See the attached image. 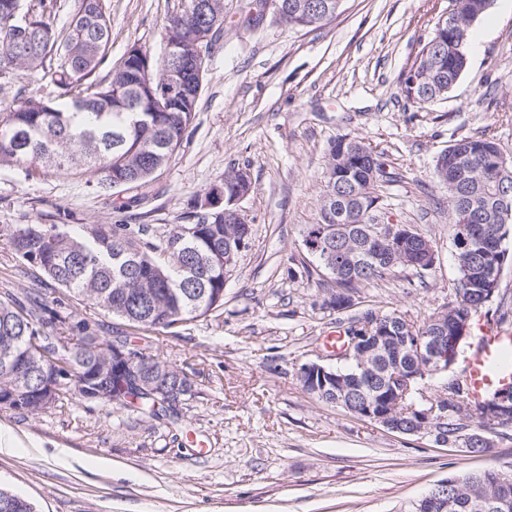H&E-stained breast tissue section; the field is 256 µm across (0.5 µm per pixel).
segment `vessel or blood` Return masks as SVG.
<instances>
[{
  "mask_svg": "<svg viewBox=\"0 0 512 512\" xmlns=\"http://www.w3.org/2000/svg\"><path fill=\"white\" fill-rule=\"evenodd\" d=\"M477 345L465 361L463 381L467 396L481 402L499 386L512 384V370L503 368L502 362L512 358V333L488 323H480Z\"/></svg>",
  "mask_w": 512,
  "mask_h": 512,
  "instance_id": "obj_1",
  "label": "vessel or blood"
}]
</instances>
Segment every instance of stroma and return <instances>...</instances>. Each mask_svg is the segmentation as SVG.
Returning a JSON list of instances; mask_svg holds the SVG:
<instances>
[{
  "label": "stroma",
  "mask_w": 512,
  "mask_h": 512,
  "mask_svg": "<svg viewBox=\"0 0 512 512\" xmlns=\"http://www.w3.org/2000/svg\"><path fill=\"white\" fill-rule=\"evenodd\" d=\"M112 23L108 65L133 46L161 56L182 0H104ZM448 0H345L317 29L265 15L244 24L248 0H224V37L207 61L196 118L153 179L145 208L122 209L131 186L96 189L94 174L26 175L0 166V226L181 223L191 200L247 168L238 208L251 228L207 316L140 341L185 371L194 396L179 417L138 416L73 401L38 414L0 409V486L36 512H407L442 480L487 469L512 474V427L487 431L489 452L405 435L303 390V364L336 366L325 336L348 320L395 312L422 325L456 300L447 191L432 177L455 140L489 135L512 158V6L492 0L472 26L469 68L443 100L418 107L401 82ZM357 137L382 153L379 224H407L431 240L434 266L400 269L361 285L349 308H328L302 245L318 220L331 143ZM34 268L0 238V294L23 296ZM100 333L127 322L73 294L45 288Z\"/></svg>",
  "instance_id": "35a3bbf8"
}]
</instances>
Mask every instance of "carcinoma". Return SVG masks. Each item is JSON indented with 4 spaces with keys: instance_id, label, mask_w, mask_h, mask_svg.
I'll use <instances>...</instances> for the list:
<instances>
[{
    "instance_id": "1",
    "label": "carcinoma",
    "mask_w": 512,
    "mask_h": 512,
    "mask_svg": "<svg viewBox=\"0 0 512 512\" xmlns=\"http://www.w3.org/2000/svg\"><path fill=\"white\" fill-rule=\"evenodd\" d=\"M14 0H0V83H10L19 70L38 72L53 87L55 96H21L0 112V162L31 172L43 167L58 175L74 170L101 173L99 189L135 185L142 193L121 209L148 198L153 167L166 165L180 148L195 119L201 91L192 69H181V86L142 85L145 61L121 59L100 77L107 61L103 47L111 41V24L102 0H77L65 29H57L44 2L31 8L32 24L17 26L11 20ZM458 5L457 23L448 36L446 65H427L419 50L414 85L403 94L420 106L441 99V89L460 80L467 69L471 16L483 15V0H450ZM202 18L194 0H183L180 13L167 30L193 33L205 23L212 29L211 47L224 36V0H208ZM139 111H132V107ZM338 138L329 149L325 192L336 194V220L327 221L325 206L319 220L307 225L303 240L322 237L325 248L352 256L337 274L321 268L333 289L328 305L347 308L351 292L364 283L400 269L415 268L426 254L423 241L408 238L380 245L368 240L365 224L376 210L375 187L387 177L381 156L363 141L345 144ZM498 152L494 138L482 135L455 141L438 160L437 180L448 189V220L459 277L456 301L445 311L431 314L416 326L397 313H366L348 322L344 332L367 328L379 321L394 333L390 342L366 367L345 372V388L316 392L306 382L302 388L319 399L350 412L364 405L388 409L396 367L420 373L410 354L413 338L451 336L462 321L473 325L474 316L492 300L486 282L500 264L512 262L504 246L512 226V178L500 179L490 168L489 155ZM234 206L205 210L194 204L184 223L172 225L165 239L154 234L152 224H96L78 229L60 224H16L0 228L12 253L38 269L46 284L78 295L143 332L165 330L205 316L224 305V254L235 245L238 227ZM142 369L171 386L187 378L184 371L152 354H144ZM122 361L112 354V339L86 320H75L61 302L50 307L43 293L32 288L19 299L7 293L0 298V408L38 409L44 383L61 382L57 403L84 399V388L94 386L112 400V382ZM512 399V385L493 392L481 403L468 402L465 419L472 433L482 435L483 409L503 396ZM138 403L120 400L119 408L151 417L176 418L180 410L158 396L137 395ZM412 398L393 416L403 430L416 428L418 418L409 411ZM447 512H512V475L489 469L448 478ZM0 512H36L33 503L0 488Z\"/></svg>"
}]
</instances>
